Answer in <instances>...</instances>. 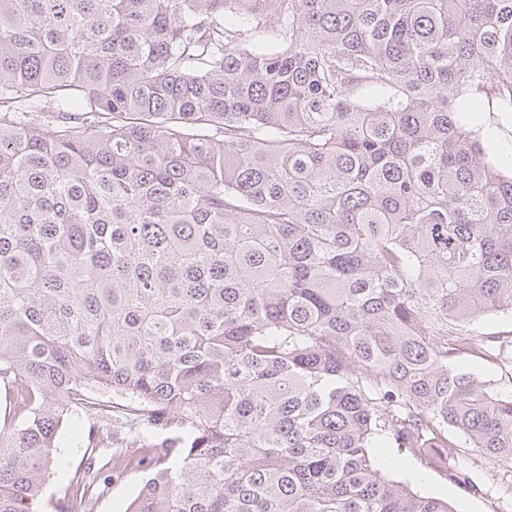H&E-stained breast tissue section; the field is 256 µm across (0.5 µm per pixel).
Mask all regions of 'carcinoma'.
<instances>
[{"instance_id":"carcinoma-1","label":"carcinoma","mask_w":512,"mask_h":512,"mask_svg":"<svg viewBox=\"0 0 512 512\" xmlns=\"http://www.w3.org/2000/svg\"><path fill=\"white\" fill-rule=\"evenodd\" d=\"M487 103L512 0H0V512L81 413L139 449L124 512H454L378 459L512 463L454 363L512 349Z\"/></svg>"}]
</instances>
